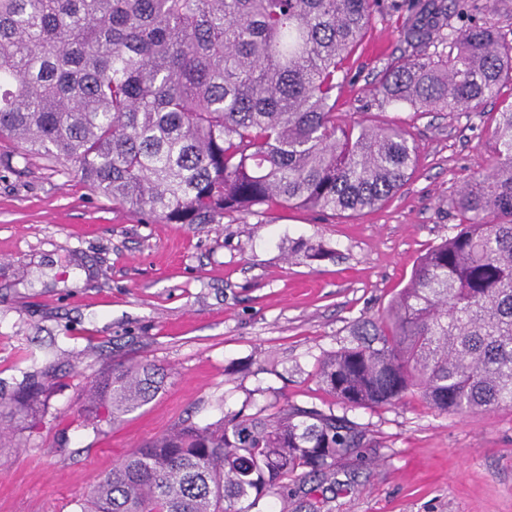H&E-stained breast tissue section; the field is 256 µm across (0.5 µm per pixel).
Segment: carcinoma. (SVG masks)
<instances>
[{
	"instance_id": "obj_1",
	"label": "carcinoma",
	"mask_w": 512,
	"mask_h": 512,
	"mask_svg": "<svg viewBox=\"0 0 512 512\" xmlns=\"http://www.w3.org/2000/svg\"><path fill=\"white\" fill-rule=\"evenodd\" d=\"M380 0H0V138L164 224H222L273 207L356 215L407 181L415 149L392 126L336 120V89ZM462 0H416L379 93L419 112H478L512 86V40L491 25L444 34ZM448 43V52L427 48ZM491 169L451 200L456 232L423 255L380 316L357 321L318 377L346 409L407 393L439 413L512 407V102ZM130 364L85 390L84 422L161 391ZM43 390L0 402L33 413ZM363 447L346 417L284 406L267 417L182 420L97 478L81 512H266L291 482Z\"/></svg>"
}]
</instances>
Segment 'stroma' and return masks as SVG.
<instances>
[{
  "mask_svg": "<svg viewBox=\"0 0 512 512\" xmlns=\"http://www.w3.org/2000/svg\"><path fill=\"white\" fill-rule=\"evenodd\" d=\"M408 7L373 15L336 92L340 124L397 125L416 146L412 177L382 207L159 224L40 160L0 166V398L29 380L47 396L46 410L4 424L0 512H79L99 474L175 422L287 404L347 414L365 445L269 498L268 512H512V407L443 414L412 392L346 412L316 375L458 224L450 198L494 164L498 101L448 114L376 95ZM484 22L512 39V0L493 15L467 0L451 24ZM134 362L167 370L164 389L123 421L105 410L87 427L89 379Z\"/></svg>",
  "mask_w": 512,
  "mask_h": 512,
  "instance_id": "obj_1",
  "label": "stroma"
}]
</instances>
